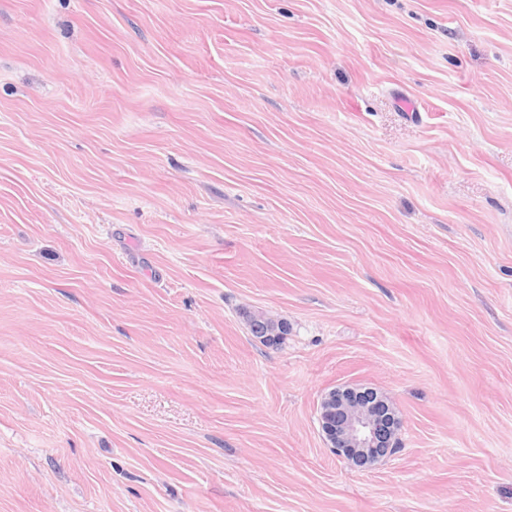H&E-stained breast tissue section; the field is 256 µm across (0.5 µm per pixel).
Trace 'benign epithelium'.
Returning a JSON list of instances; mask_svg holds the SVG:
<instances>
[{"mask_svg": "<svg viewBox=\"0 0 512 512\" xmlns=\"http://www.w3.org/2000/svg\"><path fill=\"white\" fill-rule=\"evenodd\" d=\"M382 394L338 386L321 399L318 422L330 450L339 458L370 466L400 447V421L381 406Z\"/></svg>", "mask_w": 512, "mask_h": 512, "instance_id": "benign-epithelium-1", "label": "benign epithelium"}]
</instances>
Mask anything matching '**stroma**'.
I'll return each instance as SVG.
<instances>
[{
    "mask_svg": "<svg viewBox=\"0 0 512 512\" xmlns=\"http://www.w3.org/2000/svg\"><path fill=\"white\" fill-rule=\"evenodd\" d=\"M0 512H512V0H0ZM261 325L262 331L264 334H258L255 332V330L252 328L253 325ZM280 325V326H279ZM284 325V328L282 326ZM248 326L250 328L251 333L253 336L256 337H262V336H275L274 338L268 337L267 339L260 340L261 343H263L266 346H277L280 345L283 340L284 336L288 335V324L281 320L274 318L267 313L264 312H258L253 313L248 318ZM280 332L281 335H277L276 333ZM268 340V341H266ZM334 395L336 408L331 407ZM382 396L372 388L364 391L345 385L336 386L322 397L318 422L327 447L337 457L370 466L400 447V421L394 411L390 413L381 406ZM359 398L373 401L364 408H354ZM354 452L364 456L359 458Z\"/></svg>",
    "mask_w": 512,
    "mask_h": 512,
    "instance_id": "obj_1",
    "label": "stroma"
}]
</instances>
